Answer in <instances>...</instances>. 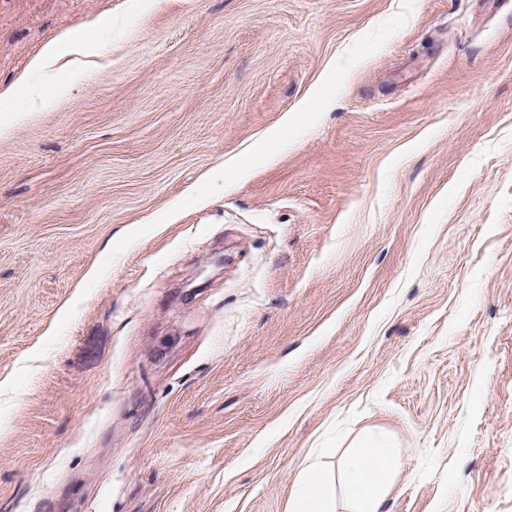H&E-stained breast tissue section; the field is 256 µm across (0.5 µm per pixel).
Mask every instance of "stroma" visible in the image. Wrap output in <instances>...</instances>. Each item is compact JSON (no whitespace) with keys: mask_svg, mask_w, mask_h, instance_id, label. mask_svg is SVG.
<instances>
[{"mask_svg":"<svg viewBox=\"0 0 512 512\" xmlns=\"http://www.w3.org/2000/svg\"><path fill=\"white\" fill-rule=\"evenodd\" d=\"M0 512H512V0H0ZM99 38L97 28H88L80 33H67L51 39L31 62L32 78L24 81L16 94L22 106L28 111L40 107L49 85H55L63 92L65 84L58 80V64L73 56L91 54ZM351 447L336 470L319 457L299 473L291 488L290 512H387L401 467L393 440L381 431H367Z\"/></svg>","mask_w":512,"mask_h":512,"instance_id":"35a3bbf8","label":"stroma"}]
</instances>
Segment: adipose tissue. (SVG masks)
I'll list each match as a JSON object with an SVG mask.
<instances>
[{"mask_svg": "<svg viewBox=\"0 0 512 512\" xmlns=\"http://www.w3.org/2000/svg\"><path fill=\"white\" fill-rule=\"evenodd\" d=\"M98 40L93 28L51 39L32 61L31 77L17 92L22 106L29 111L40 107L47 86L58 82L59 63L91 54ZM400 467L391 437L380 431L365 432L335 468L316 459L299 473L291 488L289 512H386Z\"/></svg>", "mask_w": 512, "mask_h": 512, "instance_id": "ef3b65f1", "label": "adipose tissue"}]
</instances>
